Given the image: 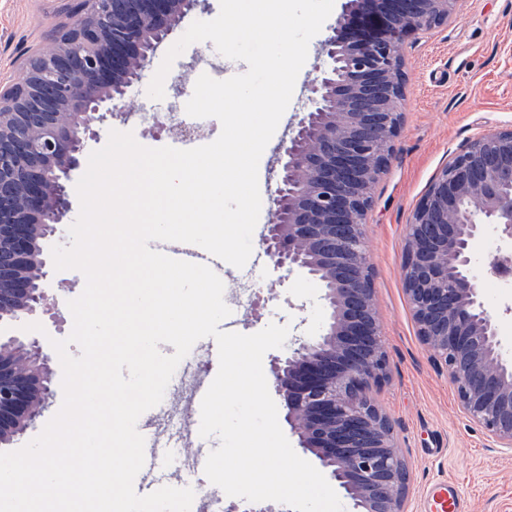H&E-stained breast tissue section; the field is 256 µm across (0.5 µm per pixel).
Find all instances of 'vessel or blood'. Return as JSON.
<instances>
[{"mask_svg":"<svg viewBox=\"0 0 512 512\" xmlns=\"http://www.w3.org/2000/svg\"><path fill=\"white\" fill-rule=\"evenodd\" d=\"M150 247L175 259L208 265L220 276L226 272V264L223 260L194 244L154 241L151 242ZM208 388V382L197 380L188 389L186 406L191 410L192 418L179 436L180 441L196 445L194 460L200 465L205 464L208 457L207 441L199 434L201 402ZM165 413L166 406L161 403L151 408L146 417L137 421V429L145 439V464L134 480V490L140 495L156 491L168 478L163 462L172 442L170 437L164 436L159 431L160 422ZM427 496L434 512H465L463 500L454 485H440L429 489Z\"/></svg>","mask_w":512,"mask_h":512,"instance_id":"b4317fda","label":"vessel or blood"}]
</instances>
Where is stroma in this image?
<instances>
[{
	"instance_id": "stroma-1",
	"label": "stroma",
	"mask_w": 512,
	"mask_h": 512,
	"mask_svg": "<svg viewBox=\"0 0 512 512\" xmlns=\"http://www.w3.org/2000/svg\"><path fill=\"white\" fill-rule=\"evenodd\" d=\"M220 0H198L160 46L141 79L127 91L129 108L98 124L97 138L86 151L102 148L110 130L132 132L146 147L191 149L210 143L221 132L213 117L202 119V132L183 140L165 126L170 108H184L200 75L199 58L210 62L209 74L225 67L248 69L221 55L213 42L189 45L172 63L164 80L163 99L147 94L148 86L170 44L190 24L214 19ZM75 21L67 0H0V86L17 81L22 55L46 48L54 31ZM320 38L309 43L292 100L261 156L258 183L261 211L257 230L270 219L274 170L283 129L293 128L307 103L308 85L323 64ZM406 95L403 127L392 159L373 189L365 226L374 272V296L389 358V373L374 398L390 417L410 472L407 512H429L428 487L454 482L468 512H512V449L494 447L483 431L459 408L446 372L430 360L431 352L416 333L401 280L405 227L430 182L448 160L473 137L487 129L512 125V0H465L462 15L402 47ZM498 242L485 233L473 245V271L484 279L485 296L499 320L500 334L512 343V284L486 277L489 255ZM55 289L47 312L19 325L23 334L66 339L73 328L69 300L83 291L85 278L76 270L53 274ZM319 281L270 264L228 267L224 301L239 317L236 330L256 333L276 323L289 326L291 336L319 333L324 318Z\"/></svg>"
}]
</instances>
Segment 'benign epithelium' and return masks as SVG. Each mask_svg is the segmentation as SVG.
Wrapping results in <instances>:
<instances>
[{"mask_svg": "<svg viewBox=\"0 0 512 512\" xmlns=\"http://www.w3.org/2000/svg\"><path fill=\"white\" fill-rule=\"evenodd\" d=\"M79 16L0 87V445L41 415L54 371L43 336L4 329L48 300L43 241L71 212L69 183L93 123L127 89L196 0H70ZM466 0H343L321 44L325 64L283 148L261 240L276 269L323 286L322 330L275 358L284 420L349 501L350 512H405L408 467L371 393L388 357L364 239L372 191L392 157L405 97V41L460 17ZM500 241L487 274L512 278V127L484 131L452 156L407 224L401 278L417 335L446 370L462 411L497 448L512 447V350L499 334L473 242ZM227 512H283L273 503Z\"/></svg>", "mask_w": 512, "mask_h": 512, "instance_id": "1", "label": "benign epithelium"}]
</instances>
